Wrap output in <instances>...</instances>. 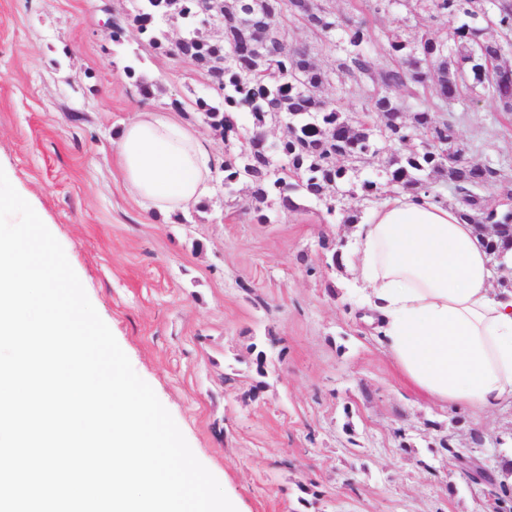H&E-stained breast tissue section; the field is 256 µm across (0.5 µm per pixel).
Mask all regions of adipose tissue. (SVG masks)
<instances>
[{"label": "adipose tissue", "instance_id": "obj_1", "mask_svg": "<svg viewBox=\"0 0 512 512\" xmlns=\"http://www.w3.org/2000/svg\"><path fill=\"white\" fill-rule=\"evenodd\" d=\"M125 184L160 212L198 202L211 155L162 112L122 130ZM487 236L430 193L382 198L356 232L351 261L362 309L404 380L444 407L490 411L512 399V289L495 287Z\"/></svg>", "mask_w": 512, "mask_h": 512}]
</instances>
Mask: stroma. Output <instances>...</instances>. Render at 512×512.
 <instances>
[{"label": "stroma", "instance_id": "1", "mask_svg": "<svg viewBox=\"0 0 512 512\" xmlns=\"http://www.w3.org/2000/svg\"><path fill=\"white\" fill-rule=\"evenodd\" d=\"M130 8L0 0V167L195 456L238 512H492L512 483V410H445L406 384L332 260L355 225L307 201L261 223L246 185L225 196L224 142L196 106L218 99L209 76L126 24ZM154 110L190 125L217 164L209 196L179 213L133 196L113 150ZM454 119L466 158L512 177V113L477 87ZM253 343L271 364L250 400ZM463 456L491 481L472 482Z\"/></svg>", "mask_w": 512, "mask_h": 512}]
</instances>
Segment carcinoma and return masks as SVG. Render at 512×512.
Listing matches in <instances>:
<instances>
[{
    "instance_id": "carcinoma-1",
    "label": "carcinoma",
    "mask_w": 512,
    "mask_h": 512,
    "mask_svg": "<svg viewBox=\"0 0 512 512\" xmlns=\"http://www.w3.org/2000/svg\"><path fill=\"white\" fill-rule=\"evenodd\" d=\"M133 24L153 44L164 14L185 24L180 52L210 77L222 100L197 102L198 109L224 142L240 143L239 152L224 156V191L246 181L260 205L270 196L281 207L296 210L298 199L323 206L327 215H342L356 224L359 216L342 206L341 197L361 194L379 199L399 186L435 190L446 184L465 223L501 224L487 247L501 254L512 247V207L494 204L485 190L495 186L512 197V180L493 160L456 163L445 157L456 140L448 106L463 100L469 87L480 86L502 112H512V78L504 62L512 34V0H373V11L405 7L414 20L412 35L401 27L379 33L354 17L336 19L331 0H219L224 11V37L214 39L197 22V0H136ZM449 17L461 19L452 37L435 26ZM301 26L311 35L306 51L287 48L282 30ZM382 43L383 56L371 55ZM335 51L322 67L317 57ZM353 81L364 91L362 111L381 127H364L346 115L340 99H326L322 90ZM287 115L288 136L279 153L287 164H266L260 153L241 143L251 129L267 125L278 113ZM442 116H437V113ZM250 115L252 126L240 124ZM392 143L374 179H358L362 163L379 156V132ZM434 140L431 148L415 149L414 141Z\"/></svg>"
}]
</instances>
